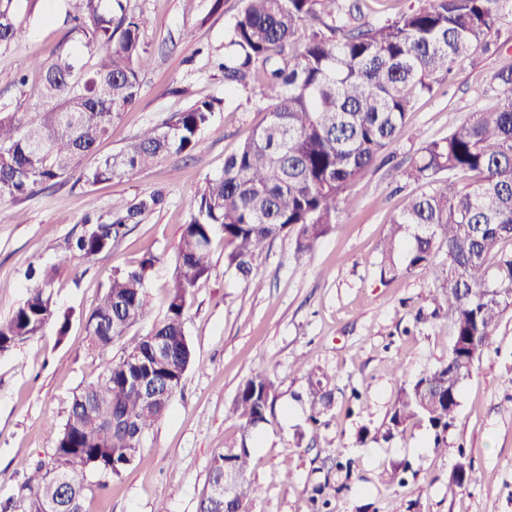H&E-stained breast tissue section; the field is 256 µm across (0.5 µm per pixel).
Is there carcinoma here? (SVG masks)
<instances>
[{
  "label": "carcinoma",
  "instance_id": "cac0c4a2",
  "mask_svg": "<svg viewBox=\"0 0 512 512\" xmlns=\"http://www.w3.org/2000/svg\"><path fill=\"white\" fill-rule=\"evenodd\" d=\"M19 0H0V48L22 40L15 23ZM500 0H428L385 22L366 20L365 0H242L224 42V85L263 86V121L224 160V173L204 181L182 225L178 257L166 310L153 318L146 287L157 257L112 275L108 289L89 315V344L105 351L137 320L150 330L117 360L105 362L97 380L73 396L55 443L51 465L27 478L16 508L20 512H83L87 486L82 467L119 476L137 457L152 428L166 415L194 354L185 333L187 290L206 278L215 235L224 238V264L247 285L254 263L281 236L295 235V250L310 253L349 208L348 188L394 142L405 125L415 95L430 93L448 79L460 57L482 52L495 28ZM66 38L79 49L61 51L43 72L42 116L24 125L0 114V202L23 200L49 189L110 137L122 114L141 93L140 69L148 61L142 34L151 25L129 0H66ZM311 33L299 48L298 27ZM95 57L87 66L79 51ZM500 91L497 108L474 113L448 136L426 141L417 158L399 172L427 190L412 197L389 224L381 249L380 275L428 268L436 299L448 306L451 343L448 361L398 382L382 424L363 427L360 444L387 442L418 422L433 435L434 447L448 452V431L464 381L499 324L512 309V258L490 273L495 246L512 241V66L493 75ZM217 99L197 102L168 121L150 127L119 152L89 168L92 184L130 178L173 154L188 153L210 124ZM475 180L461 187L456 175ZM160 192L121 202L87 215L86 231L73 239V252L92 257L112 248L131 224L164 204ZM445 259L435 262L436 249ZM25 301L0 321V353L37 335L55 316L51 270L29 271ZM167 346L158 361L155 340ZM135 354L138 364L126 357ZM137 375L168 381L171 392L151 408L142 406L132 385ZM308 414L313 431L334 408L330 377L305 370ZM276 383L256 372L239 387L230 413L243 430L241 440L217 451L211 461L198 512H248L254 448L250 431L271 423ZM230 470L240 475L229 505L211 495L212 485ZM66 475L74 488L64 500L52 479ZM309 512H331L324 486L316 485Z\"/></svg>",
  "mask_w": 512,
  "mask_h": 512
}]
</instances>
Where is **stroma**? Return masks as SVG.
I'll use <instances>...</instances> for the list:
<instances>
[{
	"mask_svg": "<svg viewBox=\"0 0 512 512\" xmlns=\"http://www.w3.org/2000/svg\"><path fill=\"white\" fill-rule=\"evenodd\" d=\"M152 19L144 41L150 64L141 72L137 103L122 117L99 155L118 151L142 129L163 123L196 102L219 99L196 149L173 155L123 180L88 183L85 167L18 203L0 202V320L27 297L29 267L55 270L53 301L69 319L66 334L50 321L41 333L0 353V507L16 503L38 464L50 463L71 400L95 380L106 360L119 358L149 325L131 324L107 351L91 348L85 323L115 271L136 266L145 253L158 261L147 282L155 316L165 311L181 228L205 179L221 175L262 122V87L233 92L215 59L241 9L240 0H131ZM63 0L29 6L20 0L16 23L25 39L0 48V112L23 122L40 117L39 70L31 58L70 49ZM512 65V0H503L497 30L480 62L462 58L452 83L415 96L406 125L390 146V162L362 174L349 188L351 205L313 251L297 256L292 237L276 239L258 258L247 286L224 267V240L215 238L207 278L185 296V330L195 363L166 416L152 429L136 463L118 477L87 472L84 512H197L214 453L239 441L242 429L229 408L239 386L258 369L277 382L272 425L253 430L250 512H307L313 484L329 481L335 512H512V311L504 315L465 380L449 453L433 446L429 430L408 427L391 441L357 442L361 426H379L390 409L398 375L415 377L446 361V307L436 302L429 270L381 279L377 264L388 225L421 185L398 176L424 141L440 139L476 112L494 111L492 77ZM26 73L25 87L13 83ZM154 191L165 204L130 225L108 252L86 259L67 242L80 235L85 215ZM327 371L336 406L326 426L297 439L304 424L301 368ZM353 459L352 472L337 457ZM475 480L449 493L458 462ZM409 463L405 486L387 471Z\"/></svg>",
	"mask_w": 512,
	"mask_h": 512,
	"instance_id": "35a3bbf8",
	"label": "stroma"
}]
</instances>
